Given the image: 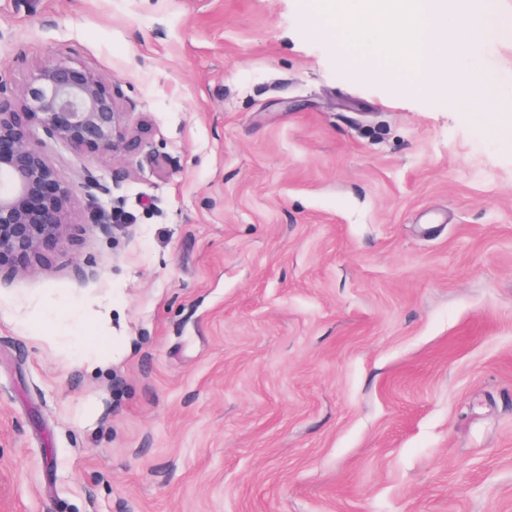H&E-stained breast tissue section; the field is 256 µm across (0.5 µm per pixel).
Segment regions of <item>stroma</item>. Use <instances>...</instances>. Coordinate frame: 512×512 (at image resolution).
<instances>
[{
	"instance_id": "obj_1",
	"label": "stroma",
	"mask_w": 512,
	"mask_h": 512,
	"mask_svg": "<svg viewBox=\"0 0 512 512\" xmlns=\"http://www.w3.org/2000/svg\"><path fill=\"white\" fill-rule=\"evenodd\" d=\"M494 8L458 81L510 97ZM58 59L147 131L37 137L74 204L0 277V512H512L511 139L346 68L317 0H0V82Z\"/></svg>"
}]
</instances>
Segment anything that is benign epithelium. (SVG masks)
Here are the masks:
<instances>
[{"instance_id": "7a95c632", "label": "benign epithelium", "mask_w": 512, "mask_h": 512, "mask_svg": "<svg viewBox=\"0 0 512 512\" xmlns=\"http://www.w3.org/2000/svg\"><path fill=\"white\" fill-rule=\"evenodd\" d=\"M88 154L124 155L145 128H128L102 75L68 60L40 65L0 94V271L17 273L53 250L69 224L73 188L36 143L33 127Z\"/></svg>"}]
</instances>
